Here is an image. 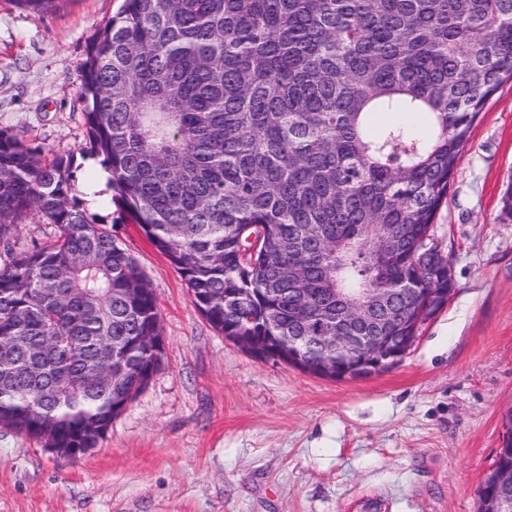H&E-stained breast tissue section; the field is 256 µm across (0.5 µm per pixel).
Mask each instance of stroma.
I'll use <instances>...</instances> for the list:
<instances>
[{"label": "stroma", "instance_id": "obj_1", "mask_svg": "<svg viewBox=\"0 0 512 512\" xmlns=\"http://www.w3.org/2000/svg\"><path fill=\"white\" fill-rule=\"evenodd\" d=\"M121 0H64L44 16L0 0V129L45 157L87 152L80 68ZM512 82L472 128L434 234L448 304L387 371L334 381L261 360L217 331L185 280L111 195L85 202L157 298L161 365L97 448L57 458L0 429V512H477L512 406Z\"/></svg>", "mask_w": 512, "mask_h": 512}]
</instances>
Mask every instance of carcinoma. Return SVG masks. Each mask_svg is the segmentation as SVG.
Listing matches in <instances>:
<instances>
[{"label":"carcinoma","instance_id":"carcinoma-1","mask_svg":"<svg viewBox=\"0 0 512 512\" xmlns=\"http://www.w3.org/2000/svg\"><path fill=\"white\" fill-rule=\"evenodd\" d=\"M36 15L62 0H9ZM512 81V0H123L81 68L89 149L112 201L186 281L224 336L264 350L336 331L354 290L388 289L373 336L410 323L406 292L452 290L432 227L474 122ZM372 112L395 122L373 135ZM426 114L430 137L413 134ZM75 160L47 162L0 130V428L46 448H95L161 353L156 298L113 226L73 195ZM37 210L59 235L19 252ZM128 346L112 369V344ZM505 429L477 512L512 487Z\"/></svg>","mask_w":512,"mask_h":512}]
</instances>
